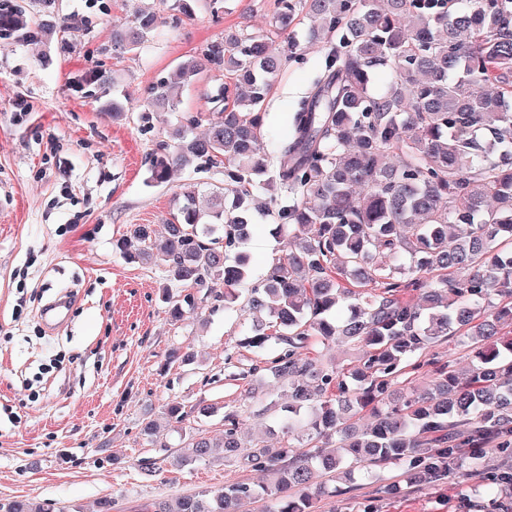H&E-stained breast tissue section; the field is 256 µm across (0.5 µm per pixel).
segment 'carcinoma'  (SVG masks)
Masks as SVG:
<instances>
[{
	"label": "carcinoma",
	"mask_w": 512,
	"mask_h": 512,
	"mask_svg": "<svg viewBox=\"0 0 512 512\" xmlns=\"http://www.w3.org/2000/svg\"><path fill=\"white\" fill-rule=\"evenodd\" d=\"M54 11L55 0H0V40L49 41L79 29L72 17L41 19ZM302 16L308 42L327 54L282 142L267 138L263 107L288 60L300 56L293 31ZM273 20L287 51L228 32L148 88L138 106L146 130L175 110L178 90L202 69L223 72L227 81L208 97L206 133L193 134L196 116L174 127L151 154L150 181L167 183L191 167L222 170L224 184L209 188L205 209L198 184L180 185L160 251L147 224L117 248L189 289L163 292L177 323L201 301L214 311L239 298L249 261L228 251L247 237L253 210L277 215L286 249L248 289L240 347L273 338L281 345L258 372L283 385L282 433L309 447L255 445L241 454L238 411L229 410L220 439L182 435L175 465L240 455L267 483L233 482L143 512H242L260 499L271 500L269 512H310L330 494L317 475L345 481L351 461H405L409 479L431 483L456 469L463 448L478 459L512 447V336L502 333L512 307L494 302L512 298V0H275ZM157 27L155 12L136 11L112 31V51L140 48ZM378 71L389 79L376 92ZM115 80L91 67L74 88ZM273 182L280 195L261 200ZM344 302L349 314L340 321ZM461 332L468 376L436 363L429 387L406 385L420 368L417 355ZM336 342L361 351L347 372L325 360ZM364 411L373 425L359 433L354 418ZM214 413L179 402L164 411L179 430L194 414ZM0 512L49 510L16 499Z\"/></svg>",
	"instance_id": "1"
}]
</instances>
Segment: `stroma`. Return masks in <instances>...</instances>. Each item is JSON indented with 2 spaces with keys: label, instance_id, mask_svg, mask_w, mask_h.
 Wrapping results in <instances>:
<instances>
[{
  "label": "stroma",
  "instance_id": "stroma-1",
  "mask_svg": "<svg viewBox=\"0 0 512 512\" xmlns=\"http://www.w3.org/2000/svg\"><path fill=\"white\" fill-rule=\"evenodd\" d=\"M158 15L159 34L142 50L113 56V24L130 19L140 5ZM173 0H112L109 14L89 0H56L60 14L87 17L76 38L44 49L39 44L0 46V502L29 499L96 512L109 498L112 512H141L144 504L173 500L231 482L258 484L262 472L238 461L194 464L181 469L161 463L147 476L141 457L158 444L177 445L179 436L162 411L178 401L215 406L213 416L191 419L194 431L215 437L223 413L235 407L243 442L276 448L284 438L274 425L281 401L277 383L255 388L248 369L263 356L239 349L247 323L238 306L169 319L162 267L134 262L116 249L132 225L147 224L153 244L176 211L175 196L189 179L224 182L213 171L178 172L167 184L149 183V156L167 138L170 125L207 113L206 92L214 71L200 74L178 95L176 111L153 129L140 131L135 117L112 119L101 109L98 90L75 91L79 71L117 70L113 91L141 104L145 92L184 56L227 30L270 36L274 47V0H223L211 15L201 0L193 19L172 27ZM323 59L321 47L303 48L274 82L266 125L287 139L291 116L311 91ZM273 219L255 212L247 238L235 247L247 255L252 280L265 278L284 246L272 233ZM73 304L65 322L48 328L42 311L61 296ZM195 354L173 362L172 349ZM464 337L426 350L413 384L426 381L433 362L452 361L459 373L470 367ZM158 424L154 439L142 432L145 416ZM437 483H408L404 464L353 468V479L337 484L336 496L314 502L311 512H500L498 499L465 491L480 484L472 461ZM398 484L397 496L385 486Z\"/></svg>",
  "mask_w": 512,
  "mask_h": 512
}]
</instances>
